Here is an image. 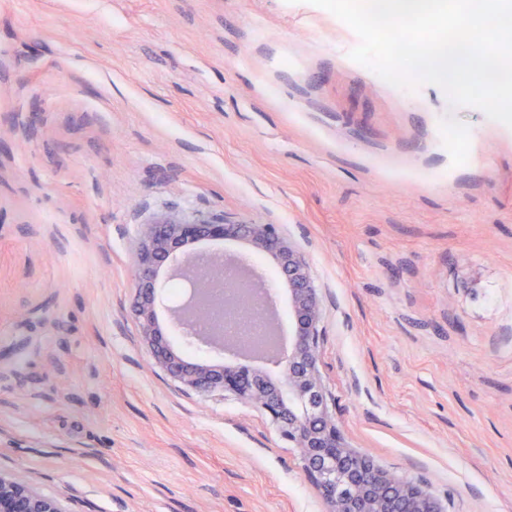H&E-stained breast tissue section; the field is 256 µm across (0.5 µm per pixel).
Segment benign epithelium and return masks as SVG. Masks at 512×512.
Returning a JSON list of instances; mask_svg holds the SVG:
<instances>
[{"label": "benign epithelium", "instance_id": "obj_1", "mask_svg": "<svg viewBox=\"0 0 512 512\" xmlns=\"http://www.w3.org/2000/svg\"><path fill=\"white\" fill-rule=\"evenodd\" d=\"M215 240L244 242L276 261L278 281L288 288L293 332L288 349L272 360L240 354L203 341L196 325L214 317L230 320L244 298L226 285L224 298L234 310L212 307L210 286L223 283L224 263L202 261L196 249ZM136 278L132 314L158 369L203 396L220 393L261 410L294 448L305 479L327 504V512H445L442 501L423 483L382 469L367 453L350 448L338 426L333 403L318 367L322 339L321 302L310 264L274 224L231 222L196 214L162 217L147 225L131 246ZM188 286V298L168 308L170 329L191 343L224 355V361H190L164 334L158 308L164 303L160 275ZM0 512H62L58 501L34 488L17 472H0Z\"/></svg>", "mask_w": 512, "mask_h": 512}]
</instances>
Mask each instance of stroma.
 <instances>
[{"mask_svg":"<svg viewBox=\"0 0 512 512\" xmlns=\"http://www.w3.org/2000/svg\"><path fill=\"white\" fill-rule=\"evenodd\" d=\"M343 38L288 0H0V471L64 512H325L263 412L139 336L132 243L203 213L306 254L348 446L512 512V130Z\"/></svg>","mask_w":512,"mask_h":512,"instance_id":"obj_1","label":"stroma"}]
</instances>
